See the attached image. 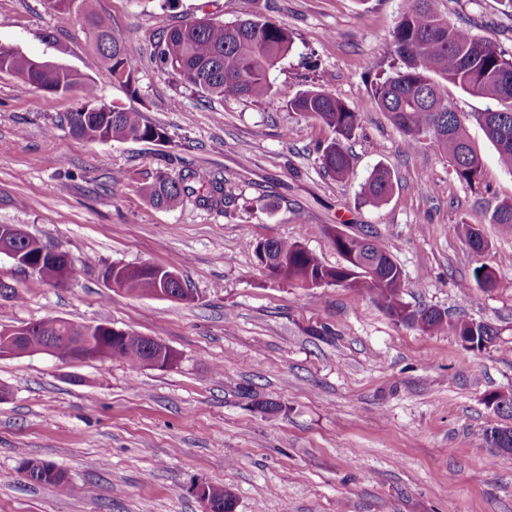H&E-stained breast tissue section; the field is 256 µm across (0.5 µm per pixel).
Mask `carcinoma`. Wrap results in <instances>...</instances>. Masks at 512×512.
I'll return each mask as SVG.
<instances>
[{"instance_id":"obj_1","label":"carcinoma","mask_w":512,"mask_h":512,"mask_svg":"<svg viewBox=\"0 0 512 512\" xmlns=\"http://www.w3.org/2000/svg\"><path fill=\"white\" fill-rule=\"evenodd\" d=\"M48 10L69 15L82 22L91 38L92 52L88 66L104 65L113 80L130 94L138 92V78L132 67L136 47L112 33L109 21L92 10L91 0H44ZM435 0H407L397 21L391 46L394 69L374 89L370 104L385 113L403 134L407 149L429 145L438 150L452 167L459 181L480 184L482 163L468 140L466 121L473 119L495 145L500 166L512 173V52L497 47L491 40L474 34L468 27L448 21L434 7ZM294 44L292 32L270 19H244L224 23L214 19H193L170 28L159 37L157 57L162 66L193 87L206 101L225 97H244L260 101L272 109L285 107L305 118L318 120L334 134L319 155L320 167L327 175L346 180L353 169L352 158L345 146L359 126L364 109L350 107L329 94L323 84L291 99H283L273 90L270 73ZM0 72L15 74L46 93V100L80 84L84 103L70 113V130L91 141H162L163 128L144 122L134 108L97 103L95 87L83 76L63 66L36 69L33 59L11 47L0 46ZM490 102L482 112L464 115L448 101L447 86ZM393 190L391 175L375 171L362 188L364 202L373 206L383 203ZM153 205L170 207L185 198H195L204 206L219 207L225 202L224 183L204 169H187L178 177L165 172L146 188ZM491 223L512 230V199L501 201L493 210ZM332 242L343 258L335 267L325 266L320 259L296 243L283 240L267 242V256L262 244L250 243L258 263L268 257L275 261L280 278L306 286L318 278L333 281L367 293L390 317L425 332L476 336L478 341L493 342L498 330L490 324L445 319L437 309L410 308L402 299L404 281L401 267L387 249L366 236L346 235L332 230ZM163 266L142 267L121 264L107 266L116 273L120 289L131 294L147 295L158 287ZM474 274L477 287L492 290L502 286L495 272L481 266ZM39 279L52 283L63 275L62 267L43 262ZM57 336V358L74 355L71 342L91 336L98 350L112 351L132 366L142 364L140 336L130 333L112 339L104 325H80L68 320L52 330ZM38 472L29 479L65 489V476L53 463L36 462ZM213 512H225L233 504L230 492L209 486Z\"/></svg>"}]
</instances>
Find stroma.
<instances>
[{
    "mask_svg": "<svg viewBox=\"0 0 512 512\" xmlns=\"http://www.w3.org/2000/svg\"><path fill=\"white\" fill-rule=\"evenodd\" d=\"M117 36L136 44L138 94L106 67L86 68L76 18L44 0H0V45L84 73L100 103L133 107L164 141L93 142L60 119L80 89L43 91L0 73V224L23 225L69 255L73 282L54 286L0 255V328L60 317L152 337L177 354L168 368L124 360L61 362L45 352L0 357V512H203L194 488L217 485L236 512H512V466L487 429L512 426L488 406L512 392V231L491 221L512 198V173L478 125L469 135L482 182L458 181L446 158L406 152L387 116L367 104L391 60L405 0H94ZM451 21L512 52L503 0H438ZM285 25L294 45L271 72L293 97L331 75L328 92L364 107L347 143L351 178L325 176L317 148L332 133L288 109L246 98L210 103L155 60L181 20L227 23L249 12ZM201 168L224 183L223 208L187 198L151 204L157 171ZM379 169L394 189L380 206L361 188ZM488 243L473 251L464 225ZM372 233L401 266L404 299L493 325L482 350L403 325L370 297L336 285L304 288L270 276L254 243L287 240L329 267L327 233ZM179 273L193 299L105 288V265ZM500 288L465 303L479 266ZM28 460L61 469L66 491L30 481Z\"/></svg>",
    "mask_w": 512,
    "mask_h": 512,
    "instance_id": "35a3bbf8",
    "label": "stroma"
}]
</instances>
